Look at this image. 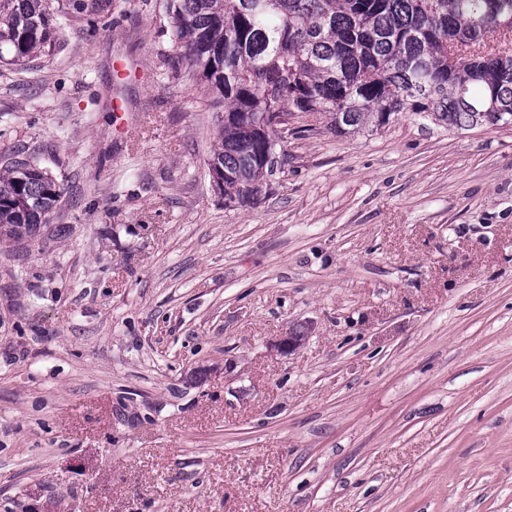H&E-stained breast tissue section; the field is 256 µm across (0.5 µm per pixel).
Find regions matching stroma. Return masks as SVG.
<instances>
[{
	"label": "stroma",
	"mask_w": 512,
	"mask_h": 512,
	"mask_svg": "<svg viewBox=\"0 0 512 512\" xmlns=\"http://www.w3.org/2000/svg\"><path fill=\"white\" fill-rule=\"evenodd\" d=\"M82 2L0 72V512H512V128L297 112L228 203L166 0ZM62 190L47 170L29 159H11L0 169V239H31L61 201ZM25 224V234L18 228Z\"/></svg>",
	"instance_id": "1"
}]
</instances>
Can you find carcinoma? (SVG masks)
Segmentation results:
<instances>
[{"mask_svg": "<svg viewBox=\"0 0 512 512\" xmlns=\"http://www.w3.org/2000/svg\"><path fill=\"white\" fill-rule=\"evenodd\" d=\"M508 10L512 0H167L162 33L222 111L208 168L224 178V200L244 204L269 171L279 129L265 113L275 106L320 112L343 134L404 111L456 132L502 125L512 115V54L497 56L482 33ZM53 17L52 0H0V64L51 48ZM61 197L47 170L8 161L0 239L32 238Z\"/></svg>", "mask_w": 512, "mask_h": 512, "instance_id": "1", "label": "carcinoma"}]
</instances>
